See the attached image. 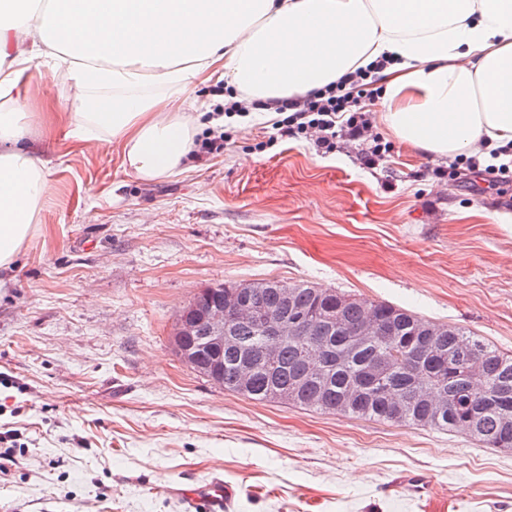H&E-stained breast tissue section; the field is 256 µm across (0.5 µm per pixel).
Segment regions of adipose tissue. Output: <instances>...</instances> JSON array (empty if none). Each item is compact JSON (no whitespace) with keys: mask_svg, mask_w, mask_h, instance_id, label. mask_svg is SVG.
<instances>
[{"mask_svg":"<svg viewBox=\"0 0 512 512\" xmlns=\"http://www.w3.org/2000/svg\"><path fill=\"white\" fill-rule=\"evenodd\" d=\"M23 2L0 0V269L52 191L33 129L64 122L82 141L117 145L139 180H161L193 158L195 118L175 103L203 79L270 119L380 60L381 122L403 147L485 160L512 147V0H53L38 16ZM37 59L81 111L32 106L48 96L26 82Z\"/></svg>","mask_w":512,"mask_h":512,"instance_id":"ef3b65f1","label":"adipose tissue"}]
</instances>
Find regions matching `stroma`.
Listing matches in <instances>:
<instances>
[{
    "mask_svg": "<svg viewBox=\"0 0 512 512\" xmlns=\"http://www.w3.org/2000/svg\"><path fill=\"white\" fill-rule=\"evenodd\" d=\"M237 124L224 152L145 183L58 130L44 222L0 270V512H512V451L465 434L260 402L172 343L210 284L304 281L475 332L512 354V185L443 177L400 144L333 153ZM192 507L201 506L208 512L228 511L233 501L234 490L224 486V481L215 480L210 483L197 485L182 492Z\"/></svg>",
    "mask_w": 512,
    "mask_h": 512,
    "instance_id": "obj_1",
    "label": "stroma"
}]
</instances>
